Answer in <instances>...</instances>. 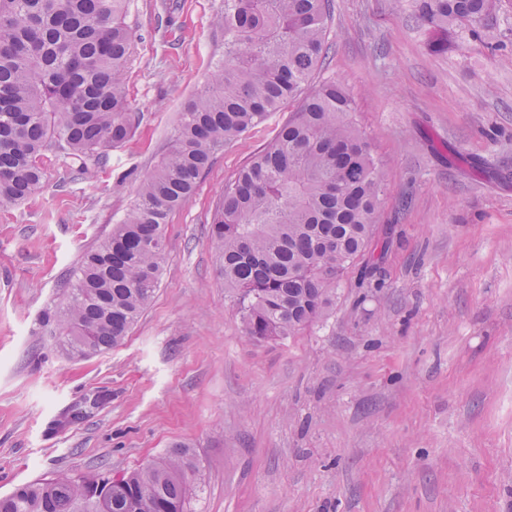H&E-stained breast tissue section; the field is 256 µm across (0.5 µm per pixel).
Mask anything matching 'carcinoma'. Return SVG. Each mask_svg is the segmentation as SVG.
I'll return each mask as SVG.
<instances>
[{"instance_id":"1","label":"carcinoma","mask_w":512,"mask_h":512,"mask_svg":"<svg viewBox=\"0 0 512 512\" xmlns=\"http://www.w3.org/2000/svg\"><path fill=\"white\" fill-rule=\"evenodd\" d=\"M421 26L492 51L502 0H413ZM330 0H224V55L180 115L167 153L143 178L124 219L72 270L45 312L71 356L120 345L153 300L170 215L192 198L213 157L288 102L272 141L234 178L213 213L210 240L245 334L295 336L324 316L365 254L381 205V164L334 80L303 94L325 55ZM128 0H0V203L40 189L44 153L66 148L102 161L134 133L125 75L137 33ZM104 482L98 495L89 486ZM203 474L178 444L109 484L96 474L24 484L0 512H190Z\"/></svg>"}]
</instances>
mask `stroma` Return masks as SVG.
Listing matches in <instances>:
<instances>
[{
  "instance_id": "stroma-1",
  "label": "stroma",
  "mask_w": 512,
  "mask_h": 512,
  "mask_svg": "<svg viewBox=\"0 0 512 512\" xmlns=\"http://www.w3.org/2000/svg\"><path fill=\"white\" fill-rule=\"evenodd\" d=\"M130 0L134 135L100 164L44 156L0 203V495L121 476L192 449L193 512H512V63L445 53L412 0H333V79L382 163L368 260L295 336L245 335L209 226L291 105L213 159L167 224L160 285L124 342L73 359L42 322L130 207L224 52V0Z\"/></svg>"
}]
</instances>
